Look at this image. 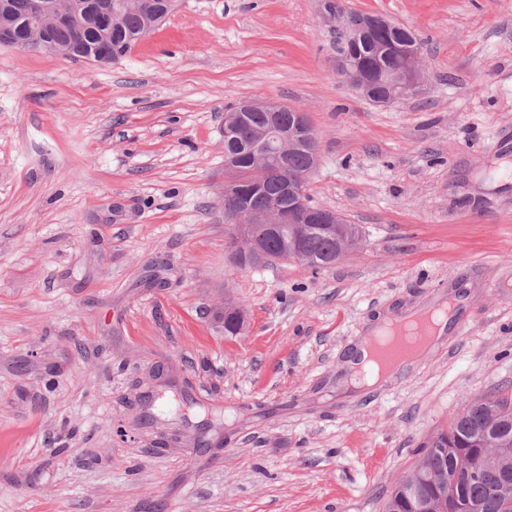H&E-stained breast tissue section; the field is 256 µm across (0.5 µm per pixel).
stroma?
<instances>
[{"instance_id": "35a3bbf8", "label": "stroma", "mask_w": 512, "mask_h": 512, "mask_svg": "<svg viewBox=\"0 0 512 512\" xmlns=\"http://www.w3.org/2000/svg\"><path fill=\"white\" fill-rule=\"evenodd\" d=\"M344 4L417 34L423 93L345 82L319 0H179L106 65L0 48V512H383L465 398L512 395V0ZM242 100L308 114L311 200L362 229L335 265L233 262ZM452 293L461 331L338 389L379 316ZM157 370L223 437L139 420Z\"/></svg>"}]
</instances>
